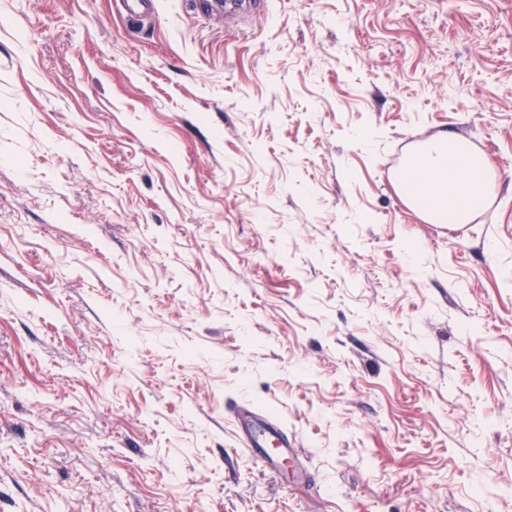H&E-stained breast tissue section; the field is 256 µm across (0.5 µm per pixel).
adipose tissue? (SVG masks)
Returning a JSON list of instances; mask_svg holds the SVG:
<instances>
[{"label": "adipose tissue", "mask_w": 512, "mask_h": 512, "mask_svg": "<svg viewBox=\"0 0 512 512\" xmlns=\"http://www.w3.org/2000/svg\"><path fill=\"white\" fill-rule=\"evenodd\" d=\"M493 174L486 157L455 136L426 141L396 179L399 194L424 220L463 224L486 204Z\"/></svg>", "instance_id": "1"}]
</instances>
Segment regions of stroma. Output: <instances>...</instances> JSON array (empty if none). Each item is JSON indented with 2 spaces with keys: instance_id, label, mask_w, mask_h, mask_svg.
Returning <instances> with one entry per match:
<instances>
[{
  "instance_id": "obj_1",
  "label": "stroma",
  "mask_w": 512,
  "mask_h": 512,
  "mask_svg": "<svg viewBox=\"0 0 512 512\" xmlns=\"http://www.w3.org/2000/svg\"><path fill=\"white\" fill-rule=\"evenodd\" d=\"M208 9L0 5V512H512V0ZM446 133L465 224L394 185ZM492 179L486 157L473 150L469 141L439 135L408 159L396 187L424 220L463 224L485 206ZM234 424L240 447L265 469L278 471L281 462L296 453V442L288 440V434L281 424L254 404L247 403L237 409ZM272 443L275 444V450L269 451L267 448Z\"/></svg>"
}]
</instances>
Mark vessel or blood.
Instances as JSON below:
<instances>
[{"instance_id": "1", "label": "vessel or blood", "mask_w": 512, "mask_h": 512, "mask_svg": "<svg viewBox=\"0 0 512 512\" xmlns=\"http://www.w3.org/2000/svg\"><path fill=\"white\" fill-rule=\"evenodd\" d=\"M234 424L241 448L266 469L279 470L282 461L296 452L295 442L289 440L281 424L264 416L254 404L237 409Z\"/></svg>"}]
</instances>
